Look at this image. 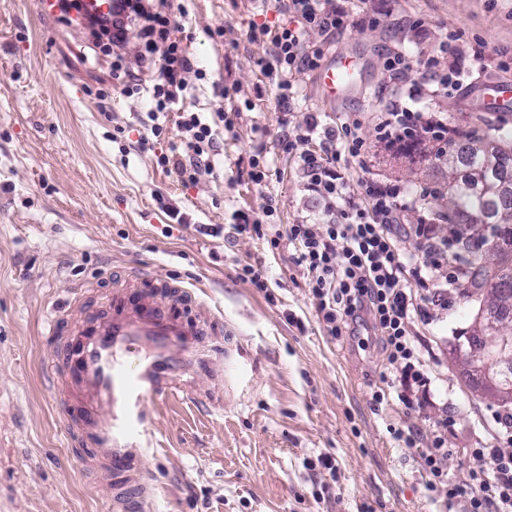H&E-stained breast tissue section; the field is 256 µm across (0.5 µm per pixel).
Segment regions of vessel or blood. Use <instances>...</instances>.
<instances>
[{
	"instance_id": "b4317fda",
	"label": "vessel or blood",
	"mask_w": 512,
	"mask_h": 512,
	"mask_svg": "<svg viewBox=\"0 0 512 512\" xmlns=\"http://www.w3.org/2000/svg\"><path fill=\"white\" fill-rule=\"evenodd\" d=\"M356 64L353 53L341 52L320 68L324 100L353 87ZM71 293L68 309L47 321L49 338L59 342L53 382L68 433L83 471L111 487L112 512H148V404L184 397L223 415L224 359L215 350L224 344V321L187 288L145 272L116 276L108 313L91 323L81 315L83 287Z\"/></svg>"
}]
</instances>
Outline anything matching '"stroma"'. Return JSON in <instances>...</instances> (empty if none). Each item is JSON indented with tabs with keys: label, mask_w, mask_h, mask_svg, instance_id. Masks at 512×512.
Listing matches in <instances>:
<instances>
[{
	"label": "stroma",
	"mask_w": 512,
	"mask_h": 512,
	"mask_svg": "<svg viewBox=\"0 0 512 512\" xmlns=\"http://www.w3.org/2000/svg\"><path fill=\"white\" fill-rule=\"evenodd\" d=\"M185 8L180 36L193 70L179 110L218 114L224 138L213 174L187 186L157 164L167 140L148 150L138 144L148 96H126L124 84L144 88L156 76L139 62V31L125 48L129 78L118 80L104 42L83 21L47 14L40 0H0V512H112L108 488L77 462L60 395L45 381L55 352L43 322L78 284L84 309L101 315L113 272L131 267L194 289L223 314L225 347L242 352L224 370L223 415L186 400L155 401L145 457L150 512H464L465 500L428 490L422 451L443 429L448 478L469 487L474 471L490 467L474 449L498 444V418L512 413V403L477 391L459 356L479 297L449 293L413 320L418 354L434 362L430 404L393 396L379 405L372 394L390 368L375 338L328 336L294 249L270 250L233 224L239 211L259 218L272 209L271 223L283 228L318 214V199L279 141L308 114L333 124L355 112L367 150L352 184L374 178L419 197L458 259L442 274L467 267L470 252L446 233L444 171L381 140L376 116L394 85L418 80L415 61L457 30L474 60L471 83L417 107L445 113L457 131L512 141V111L481 108L488 88L512 84V69L502 66L512 59V0H356L355 12L376 17L377 26L326 39L329 54L347 49L362 58L355 90L327 103L309 72L285 108L249 30L285 25L287 15L269 0H186ZM416 18L423 27L410 29ZM393 46L413 62L396 83L385 65ZM257 153L270 169L260 186L249 177ZM159 194L180 219L159 209ZM198 224L224 232L203 236ZM257 261L264 292L242 277ZM324 456L334 469L321 466Z\"/></svg>",
	"instance_id": "1"
}]
</instances>
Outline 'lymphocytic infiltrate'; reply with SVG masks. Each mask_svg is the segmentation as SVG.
I'll list each match as a JSON object with an SVG mask.
<instances>
[{"label":"lymphocytic infiltrate","mask_w":512,"mask_h":512,"mask_svg":"<svg viewBox=\"0 0 512 512\" xmlns=\"http://www.w3.org/2000/svg\"><path fill=\"white\" fill-rule=\"evenodd\" d=\"M112 17L99 24L107 35L113 55L126 47L129 28L138 27L147 38L143 57L154 62L158 76L149 87L151 107L142 121L150 137L165 135L169 112L174 110L187 84L184 75L192 68L186 45L178 37L179 22L168 0H116ZM290 23L276 28H252L253 41L266 45L270 59L265 72L278 77L279 104H287L295 76L317 70L323 47H309L310 34L342 31L354 22L346 0H276ZM466 54L460 37L449 34L438 49L429 53L420 80L408 93H397L390 107L378 115V133L389 142L428 138L438 147L448 142V121L442 113L414 108L417 96L449 95L462 87L461 62ZM179 143L160 154L158 165L175 174L185 184L196 183L212 174L211 159L220 144L217 134L202 113H178ZM360 121L347 117L340 125H322L310 117L300 132L283 137L282 150L294 154L305 179V189L316 195L322 208L318 219L289 225L286 230L267 231L265 224L248 213L238 215L237 234L266 240L272 249L290 244L296 262L308 278L317 301L318 316L331 337L356 336L371 328L378 336L388 365L400 374L398 393L383 388L373 394L376 403L397 396L410 403L415 389L426 386L424 373L413 344L410 324L421 312L418 288H426L431 301L459 287L457 276L436 278L435 272L448 261L435 228L430 224H404V217L417 211L418 201L398 186L375 179L362 181L360 189L367 205H358L351 192L349 169L361 159L365 142L358 135ZM318 143L312 152L310 143ZM415 233L424 242L423 255H402L397 226ZM448 453L441 432H434L430 448L423 453L429 490L444 489L448 499H456L461 489L449 481L444 470ZM490 471L472 475L466 512H512V448L488 452Z\"/></svg>","instance_id":"f902f5d3"}]
</instances>
